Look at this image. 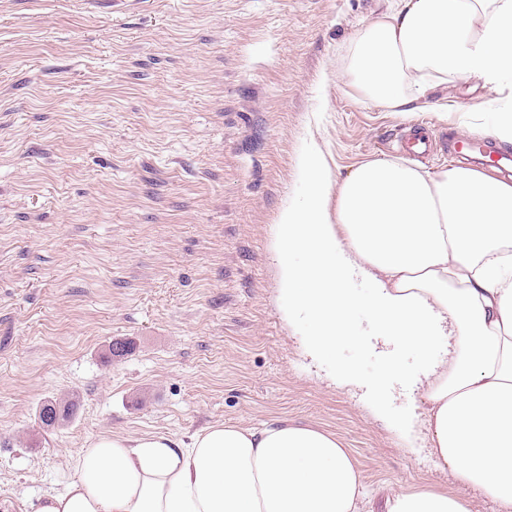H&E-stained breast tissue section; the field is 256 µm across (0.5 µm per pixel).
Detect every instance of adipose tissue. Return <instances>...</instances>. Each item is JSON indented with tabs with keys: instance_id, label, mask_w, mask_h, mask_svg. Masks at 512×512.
<instances>
[{
	"instance_id": "adipose-tissue-1",
	"label": "adipose tissue",
	"mask_w": 512,
	"mask_h": 512,
	"mask_svg": "<svg viewBox=\"0 0 512 512\" xmlns=\"http://www.w3.org/2000/svg\"><path fill=\"white\" fill-rule=\"evenodd\" d=\"M345 72L371 102L403 114L434 90L512 89V0H393L350 40ZM307 193L273 226L288 316L306 313L311 354L333 359L368 309L374 335L416 351L432 454L463 484L512 512V182L468 167L430 173L364 163L339 186L316 147ZM363 276L372 294L355 296ZM454 341L437 358L442 338ZM366 495L336 436L285 419L214 424L176 441L102 435L35 512H359ZM387 512H470L422 488Z\"/></svg>"
}]
</instances>
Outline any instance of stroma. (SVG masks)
Returning <instances> with one entry per match:
<instances>
[{"label": "stroma", "instance_id": "obj_1", "mask_svg": "<svg viewBox=\"0 0 512 512\" xmlns=\"http://www.w3.org/2000/svg\"><path fill=\"white\" fill-rule=\"evenodd\" d=\"M386 0H0V502L34 512L100 435L187 439L287 419L331 432L368 491L362 512L427 487L498 512L441 467L410 349L341 342L310 356L288 322L272 226L317 145L333 180L417 120L449 141L498 99L438 119L349 83L351 37ZM131 340V355L106 359ZM353 370V385L333 370ZM76 396L45 431L40 403ZM387 399L386 410L377 403Z\"/></svg>", "mask_w": 512, "mask_h": 512}]
</instances>
